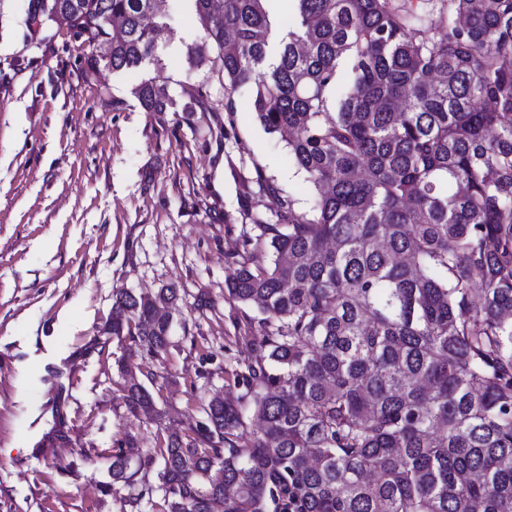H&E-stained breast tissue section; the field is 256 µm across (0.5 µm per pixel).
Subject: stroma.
<instances>
[{
	"label": "stroma",
	"mask_w": 512,
	"mask_h": 512,
	"mask_svg": "<svg viewBox=\"0 0 512 512\" xmlns=\"http://www.w3.org/2000/svg\"><path fill=\"white\" fill-rule=\"evenodd\" d=\"M167 10L158 63L94 72L35 0H0V512H164L112 483L110 454L191 434L213 393L243 405L259 314L225 283L270 252L256 215L310 206L247 88L225 94L216 71L188 66L202 39L189 0ZM155 76L180 104L203 89L209 109L144 111L132 89ZM166 287L179 294L167 353L104 336L116 292ZM122 360L149 379L154 414L126 406Z\"/></svg>",
	"instance_id": "stroma-1"
}]
</instances>
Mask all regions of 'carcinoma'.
<instances>
[{"mask_svg": "<svg viewBox=\"0 0 512 512\" xmlns=\"http://www.w3.org/2000/svg\"><path fill=\"white\" fill-rule=\"evenodd\" d=\"M161 0H40L90 69L156 60ZM224 89L314 188L254 224L265 264L226 283L261 329L241 380L259 429L214 395L206 427L112 453V482L160 465L165 512H512V0H191ZM132 94L172 107L164 86ZM177 290L115 295L105 334L170 345ZM134 412H156L131 378Z\"/></svg>", "mask_w": 512, "mask_h": 512, "instance_id": "cac0c4a2", "label": "carcinoma"}]
</instances>
